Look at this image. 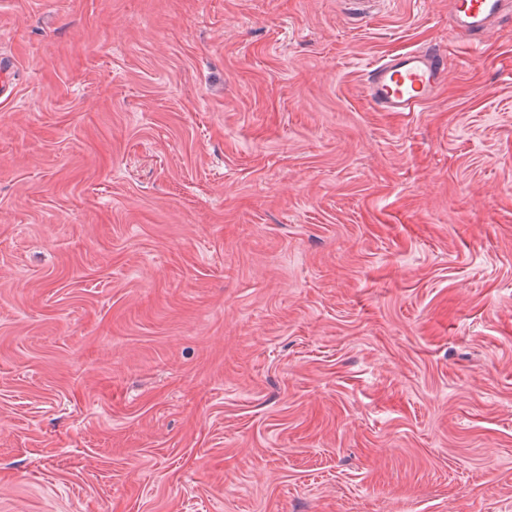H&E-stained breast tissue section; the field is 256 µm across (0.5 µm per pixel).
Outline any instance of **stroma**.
Masks as SVG:
<instances>
[{
    "instance_id": "35a3bbf8",
    "label": "stroma",
    "mask_w": 512,
    "mask_h": 512,
    "mask_svg": "<svg viewBox=\"0 0 512 512\" xmlns=\"http://www.w3.org/2000/svg\"><path fill=\"white\" fill-rule=\"evenodd\" d=\"M0 60V512H512V23L0 0ZM444 77V57L431 45L375 61L365 72L364 90L386 112H418L433 99Z\"/></svg>"
}]
</instances>
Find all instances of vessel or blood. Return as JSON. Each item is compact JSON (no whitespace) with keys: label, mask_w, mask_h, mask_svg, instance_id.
Instances as JSON below:
<instances>
[{"label":"vessel or blood","mask_w":512,"mask_h":512,"mask_svg":"<svg viewBox=\"0 0 512 512\" xmlns=\"http://www.w3.org/2000/svg\"><path fill=\"white\" fill-rule=\"evenodd\" d=\"M508 0H448L449 18L456 35L476 43L495 26L512 19ZM445 77L439 47L405 52L374 62L365 72L364 90L388 112H418L429 103Z\"/></svg>","instance_id":"1"}]
</instances>
